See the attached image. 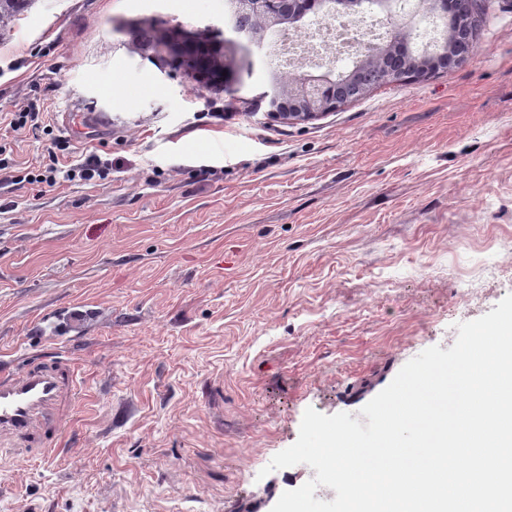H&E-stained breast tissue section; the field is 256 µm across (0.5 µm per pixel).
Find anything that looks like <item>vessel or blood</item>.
I'll list each match as a JSON object with an SVG mask.
<instances>
[{
	"instance_id": "b4317fda",
	"label": "vessel or blood",
	"mask_w": 512,
	"mask_h": 512,
	"mask_svg": "<svg viewBox=\"0 0 512 512\" xmlns=\"http://www.w3.org/2000/svg\"><path fill=\"white\" fill-rule=\"evenodd\" d=\"M74 381L54 367L30 368L0 374V436L44 444L62 433L56 408L61 394L72 391Z\"/></svg>"
}]
</instances>
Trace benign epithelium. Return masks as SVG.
I'll list each match as a JSON object with an SVG mask.
<instances>
[{
	"mask_svg": "<svg viewBox=\"0 0 512 512\" xmlns=\"http://www.w3.org/2000/svg\"><path fill=\"white\" fill-rule=\"evenodd\" d=\"M236 9L252 11L265 17L268 27L273 28L284 21H289L295 32L302 31L303 13L301 6L303 0H234ZM358 0H331L332 16L336 18H351L358 13L356 6ZM146 41L157 45V48L168 54L172 60L187 66L192 76L205 80L210 86L222 91H229L236 80L238 71L229 69H216L211 64V58L218 49L237 63L243 62V53L246 46L234 40L224 39L211 42L207 45H197L191 33L178 30L175 38L166 42L159 41V36L150 29H144ZM408 35L396 32L385 41L367 45L362 51V59L384 58L396 49L406 45ZM448 58L446 53L439 52L433 58L417 67L419 79H426L433 74L447 69ZM308 62L301 59L296 67L303 72L294 76L288 90L272 89L261 94L267 102L269 116L278 120H310L330 112L339 107L333 96L334 79L323 71L305 69Z\"/></svg>",
	"mask_w": 512,
	"mask_h": 512,
	"instance_id": "obj_1",
	"label": "benign epithelium"
}]
</instances>
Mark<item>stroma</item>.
Listing matches in <instances>:
<instances>
[{"label":"stroma","mask_w":512,"mask_h":512,"mask_svg":"<svg viewBox=\"0 0 512 512\" xmlns=\"http://www.w3.org/2000/svg\"><path fill=\"white\" fill-rule=\"evenodd\" d=\"M478 3L462 64L305 122L260 98L273 46L233 97L133 49L148 20L222 39L224 0L20 17L0 114L33 105L54 132L13 137L16 160L55 138L112 169L0 189V371L76 384L60 447L0 440V512H271L316 475L267 469L307 408L359 413L512 294V0Z\"/></svg>","instance_id":"stroma-1"}]
</instances>
